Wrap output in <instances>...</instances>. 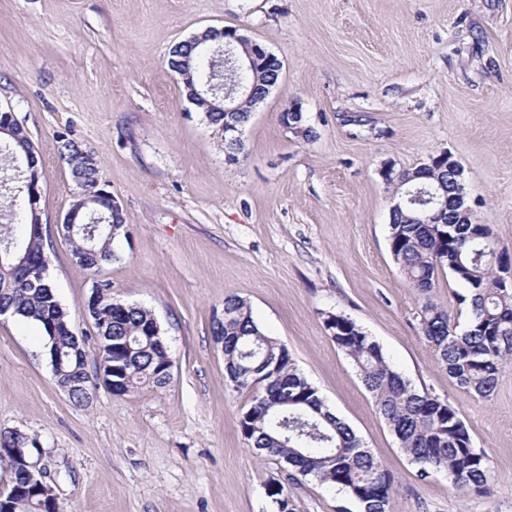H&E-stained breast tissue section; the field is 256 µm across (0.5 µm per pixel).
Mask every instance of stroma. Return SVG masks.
<instances>
[{"label": "stroma", "instance_id": "stroma-1", "mask_svg": "<svg viewBox=\"0 0 512 512\" xmlns=\"http://www.w3.org/2000/svg\"><path fill=\"white\" fill-rule=\"evenodd\" d=\"M239 26L283 63L231 163L166 64L206 27ZM299 106L315 135L287 131ZM0 106L39 153L42 219L57 224L76 186L57 151L69 133L94 155L125 228L101 275L114 300L150 310L172 360L162 389L96 386L74 404L57 386L41 325L0 316V432L37 439L60 512H339L349 501L291 479L248 448L214 318L248 301L326 405L395 480L396 512H512V365L470 396L421 332L426 301L459 315L463 284L413 288L389 248L392 189L381 169L450 151L473 223L512 254V0H0ZM46 272L87 351L91 273L53 235ZM353 319L413 385L448 403L493 471L490 493L420 477L324 326Z\"/></svg>", "mask_w": 512, "mask_h": 512}]
</instances>
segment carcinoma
I'll use <instances>...</instances> for the list:
<instances>
[{
	"label": "carcinoma",
	"instance_id": "1",
	"mask_svg": "<svg viewBox=\"0 0 512 512\" xmlns=\"http://www.w3.org/2000/svg\"><path fill=\"white\" fill-rule=\"evenodd\" d=\"M177 52L196 67L193 81L209 71L203 53L182 44ZM196 106L205 114L219 138L224 121L248 124L253 105L226 114L203 100ZM0 124L8 131L0 135L5 153L21 158L0 176V197L8 200L0 214V307L22 320L42 326L57 323L56 341L49 348L61 351L53 375L61 388L73 378L90 382L87 354L73 331L67 312L57 301L52 285L35 271L46 254L50 238L42 233L39 200L29 185L41 174L36 146L27 128L15 117L0 112ZM58 153L70 168L78 192L102 191L97 160L67 133L56 136ZM423 174L417 183L447 184L442 166L425 163L406 170ZM81 223L68 238L78 265L96 275L112 261L111 225L123 217L108 209L84 208ZM390 251L401 273L413 287L427 292L435 279L445 274L466 286L458 298L468 308L464 327L448 311L432 302L420 310L423 336L432 344L438 363L466 393L489 397L500 369L512 362V288L499 287V263L509 257L496 246L487 224H436L429 209H404L390 216ZM112 283L96 277L86 311L94 321L97 337L110 336L120 349L97 347L101 360L123 361L121 394L169 384L164 373L169 355L155 338L156 318L151 311L128 305L113 306ZM325 329L353 362L371 394L374 405L399 447L418 466L419 475L440 472L458 489L484 494L492 481L487 453L473 446L458 412L437 397L418 390L388 362L379 344L353 319L326 313ZM212 333L224 337V371L235 391L252 388L259 377L249 409L239 419L247 444L259 456L272 457L288 465L294 475L312 478L334 487L355 502L360 512H394V478L352 428L334 415L313 386L298 370L288 347L265 335L252 316L248 302L236 295L224 298V320L213 321ZM10 486L9 512H38L39 499L24 483L16 465L7 464Z\"/></svg>",
	"mask_w": 512,
	"mask_h": 512
}]
</instances>
